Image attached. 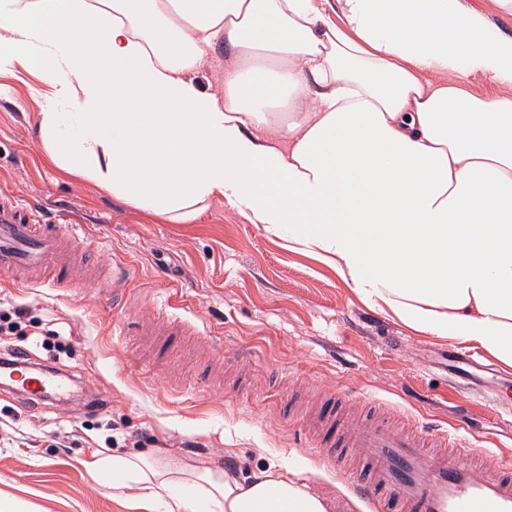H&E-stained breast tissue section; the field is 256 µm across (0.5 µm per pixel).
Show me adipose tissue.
Returning <instances> with one entry per match:
<instances>
[{"instance_id": "ef3b65f1", "label": "adipose tissue", "mask_w": 512, "mask_h": 512, "mask_svg": "<svg viewBox=\"0 0 512 512\" xmlns=\"http://www.w3.org/2000/svg\"><path fill=\"white\" fill-rule=\"evenodd\" d=\"M19 68L59 168L176 222L226 199L371 308L512 367V35L467 0H0ZM91 466L166 512L330 508L271 468ZM224 70V54L219 53L217 57L209 61L197 73V81L200 86L208 91H216L218 88L217 78Z\"/></svg>"}]
</instances>
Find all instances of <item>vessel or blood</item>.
I'll list each match as a JSON object with an SVG mask.
<instances>
[{
    "mask_svg": "<svg viewBox=\"0 0 512 512\" xmlns=\"http://www.w3.org/2000/svg\"><path fill=\"white\" fill-rule=\"evenodd\" d=\"M78 226L49 224L41 207L0 189V275L13 282L73 288L84 260ZM129 293L125 265L112 274L108 302L122 311ZM186 323L168 313L135 322L134 333L158 354L175 350ZM0 388L29 404L64 400L69 382L50 370L0 371ZM332 399L316 416L312 446L327 467L342 472L353 493L383 512H512V461L481 468L483 449L464 447L446 428L418 420L394 430L385 414L352 420Z\"/></svg>",
    "mask_w": 512,
    "mask_h": 512,
    "instance_id": "vessel-or-blood-1",
    "label": "vessel or blood"
}]
</instances>
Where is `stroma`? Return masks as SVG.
I'll use <instances>...</instances> for the list:
<instances>
[{
	"label": "stroma",
	"mask_w": 512,
	"mask_h": 512,
	"mask_svg": "<svg viewBox=\"0 0 512 512\" xmlns=\"http://www.w3.org/2000/svg\"><path fill=\"white\" fill-rule=\"evenodd\" d=\"M38 85L25 74L0 77V175L21 198L92 220L85 245L97 279L81 288H16L0 277V315L28 310L9 344L73 377L77 393L75 403L30 409L0 393V501L14 512H165L163 501L144 502L138 486L113 494L85 466L92 456L121 454L241 480L285 463L330 512H375L315 459L306 436L307 405L337 393L448 428L466 407L484 432H461L464 444L512 458V368L473 350L489 368L478 382L489 401H473L444 369L455 343L370 308L333 269L289 250L225 201L178 224L67 174L47 161L36 135ZM116 259L130 269V315L150 317L180 292L196 343L231 361L239 387L199 380L207 357L194 343L159 358L139 337L116 335L100 300ZM44 329L62 333L66 354L43 348Z\"/></svg>",
	"instance_id": "1"
}]
</instances>
